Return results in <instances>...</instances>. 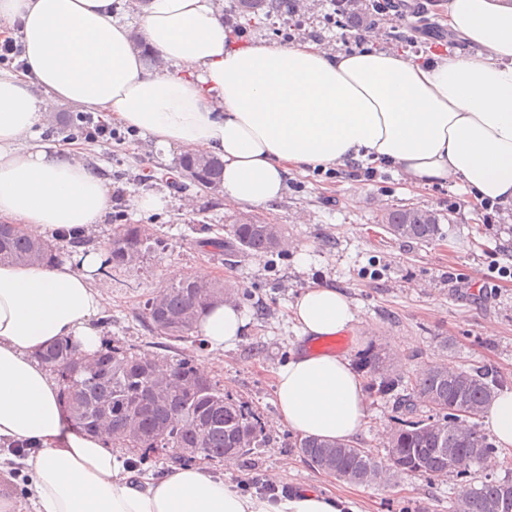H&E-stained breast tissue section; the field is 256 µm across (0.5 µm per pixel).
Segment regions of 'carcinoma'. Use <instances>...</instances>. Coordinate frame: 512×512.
I'll use <instances>...</instances> for the list:
<instances>
[{"label":"carcinoma","instance_id":"carcinoma-1","mask_svg":"<svg viewBox=\"0 0 512 512\" xmlns=\"http://www.w3.org/2000/svg\"><path fill=\"white\" fill-rule=\"evenodd\" d=\"M285 0H232L231 14L247 21L256 13L269 14ZM197 171L199 185H218L223 163L209 157L200 168L190 154L179 161L182 174ZM441 218L431 213L420 223L413 208L388 210L381 216L387 232L399 239L432 242L443 236ZM265 224H231L227 238L204 244L216 250L272 253L280 248ZM163 248V240L141 224H124L107 246L104 275L131 265L133 259ZM56 253L45 240L13 224H0V263L52 262ZM229 287L220 281L185 277L149 298L144 319L150 331L171 341L192 338L199 317L221 301ZM77 354L69 339L47 346L40 359L62 373ZM364 368L379 379L374 395H395L391 424L382 440L385 455L350 441L293 437L288 447L311 466L350 484L388 483L397 476L418 475L429 480L449 477L457 493L448 512H512V479L489 475L475 487L473 468L500 456L496 446L472 422L508 384L509 378L484 366H458L443 360L430 364L410 380L388 353L373 351ZM61 396L79 430L108 432L114 448H170L182 457L238 459L264 448L268 436L260 417L188 358L157 359L129 348L103 342L85 358V366L71 379L60 378Z\"/></svg>","mask_w":512,"mask_h":512}]
</instances>
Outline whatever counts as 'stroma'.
<instances>
[{"label":"stroma","mask_w":512,"mask_h":512,"mask_svg":"<svg viewBox=\"0 0 512 512\" xmlns=\"http://www.w3.org/2000/svg\"><path fill=\"white\" fill-rule=\"evenodd\" d=\"M330 11L327 0H318L299 32L281 30L274 17L264 16L246 27L243 39L282 45L314 38L328 50H340L350 32L330 20ZM84 148L112 181V213L107 223L91 227V250L105 251L123 224L144 225L165 244L140 264L103 278L106 308L99 326L104 338L205 366L225 393L260 416L270 437L250 459L218 463V470L246 487L272 474L281 490L346 496L359 512H448V499L457 490L452 480L404 475L387 484H347L313 468L289 447V430L277 419L274 373L291 349L308 348L309 341L288 319L287 307L309 282L322 280L345 292L355 306L356 329L345 335L344 352L351 360L381 348L407 373L447 360L487 365L512 378V278L497 272L512 267V210L499 223H485L482 209L449 210L448 199L459 196V188L448 183L412 190L392 168L379 170L372 183L349 169L295 172L281 199L253 209L227 203L220 191L195 185L177 190L158 179L157 171L174 166L181 150H158L130 129L114 127L112 140ZM145 193L167 197L165 211L139 214L132 199ZM408 206L450 215L446 238L420 243L389 234L380 222L383 212ZM250 212L284 227L283 250L229 261L204 245V237H225L226 225ZM203 266L213 279L234 286L235 303L248 320L235 349L211 352L191 341L161 338L142 318L144 301L169 281L170 268L186 276Z\"/></svg>","instance_id":"35a3bbf8"}]
</instances>
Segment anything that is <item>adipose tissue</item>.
I'll return each instance as SVG.
<instances>
[{"mask_svg":"<svg viewBox=\"0 0 512 512\" xmlns=\"http://www.w3.org/2000/svg\"><path fill=\"white\" fill-rule=\"evenodd\" d=\"M113 2L0 0V37L20 36L25 62L0 70V222L60 238L112 210L100 168L37 142L52 102L96 109L164 151L218 157L234 203L266 206L294 171L362 163L398 169L414 188L451 182L472 203L512 208V0H448L444 24L460 48L427 60L376 47L333 53L314 39L234 45L216 0H131L157 67L134 50ZM102 264L90 252L77 267L0 265V443L36 446L22 460L0 455V471L31 474L27 496H0V512H358L332 494L245 493L203 465L137 481L108 434L67 430L60 383L39 354L60 338L97 350ZM291 318L301 336L321 339L351 331L356 310L314 281ZM246 326L224 302L196 332L224 351ZM274 395L279 422L303 436L347 440L366 415L363 379L344 355L291 353ZM482 415L512 447V391Z\"/></svg>","mask_w":512,"mask_h":512,"instance_id":"1","label":"adipose tissue"}]
</instances>
